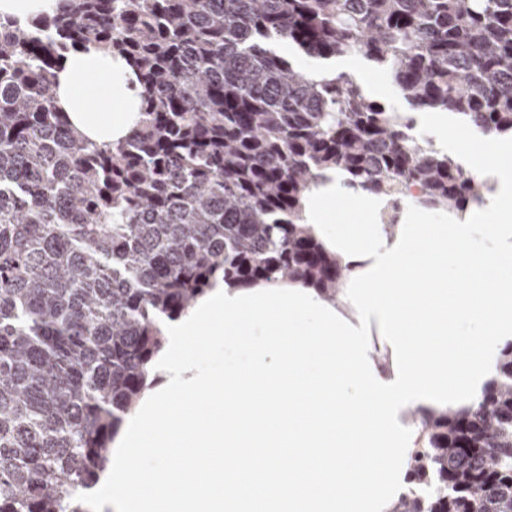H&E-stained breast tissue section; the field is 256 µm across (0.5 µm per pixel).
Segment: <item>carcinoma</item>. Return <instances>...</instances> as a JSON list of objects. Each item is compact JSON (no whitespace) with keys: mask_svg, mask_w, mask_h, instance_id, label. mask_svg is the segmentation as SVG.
<instances>
[{"mask_svg":"<svg viewBox=\"0 0 512 512\" xmlns=\"http://www.w3.org/2000/svg\"><path fill=\"white\" fill-rule=\"evenodd\" d=\"M89 43L142 88L114 144L77 132L53 93ZM297 54L362 56L408 111ZM428 111L512 132V0H62L0 19V512H87L159 323L217 280L335 298L341 271L302 216L324 170L395 211L413 191L448 214L480 202L471 170L417 133ZM421 421L399 512H512V348L476 408Z\"/></svg>","mask_w":512,"mask_h":512,"instance_id":"carcinoma-1","label":"carcinoma"}]
</instances>
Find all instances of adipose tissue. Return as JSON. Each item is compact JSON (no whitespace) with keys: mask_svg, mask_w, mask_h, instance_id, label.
<instances>
[{"mask_svg":"<svg viewBox=\"0 0 512 512\" xmlns=\"http://www.w3.org/2000/svg\"><path fill=\"white\" fill-rule=\"evenodd\" d=\"M56 83L91 140L118 141L139 119L132 67L95 44ZM415 118L439 127L483 203L441 224L409 203L385 224V196L327 171L305 216L344 271L335 299L291 281L219 282L165 324L164 381L126 419L94 512H396L421 415L474 407L512 345V135ZM206 338L244 362L202 370Z\"/></svg>","mask_w":512,"mask_h":512,"instance_id":"ef3b65f1","label":"adipose tissue"}]
</instances>
